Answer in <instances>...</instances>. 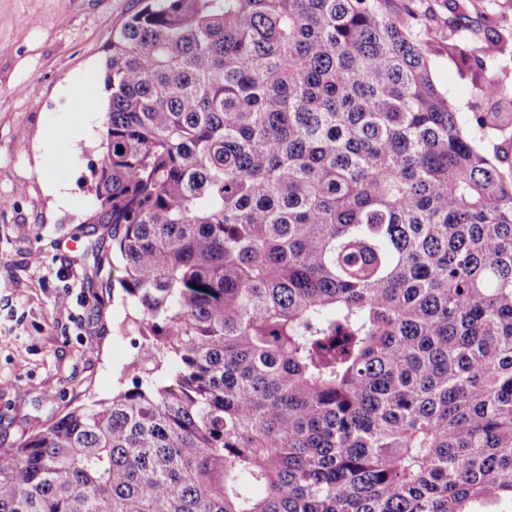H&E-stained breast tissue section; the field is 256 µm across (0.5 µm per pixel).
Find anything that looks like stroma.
I'll return each instance as SVG.
<instances>
[{"label": "stroma", "mask_w": 512, "mask_h": 512, "mask_svg": "<svg viewBox=\"0 0 512 512\" xmlns=\"http://www.w3.org/2000/svg\"><path fill=\"white\" fill-rule=\"evenodd\" d=\"M419 21L437 19L452 38L478 45L489 31L512 50V0H471L456 19L452 0H385ZM140 7L138 0H0V448L39 429L53 411L111 397L137 352L120 324V302H98L90 286L102 229L91 166L99 157L108 94L105 46ZM435 83L454 106L512 113V64L488 67L503 88L484 98L470 71L431 51ZM90 131L71 142L76 116ZM65 187L61 201L51 184ZM65 297L57 307V297Z\"/></svg>", "instance_id": "obj_1"}]
</instances>
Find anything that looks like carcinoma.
Instances as JSON below:
<instances>
[{
	"label": "carcinoma",
	"instance_id": "carcinoma-1",
	"mask_svg": "<svg viewBox=\"0 0 512 512\" xmlns=\"http://www.w3.org/2000/svg\"><path fill=\"white\" fill-rule=\"evenodd\" d=\"M441 37L382 0H141L112 31L87 222L138 353L0 448V512L512 505V175L472 137L512 116L448 102Z\"/></svg>",
	"mask_w": 512,
	"mask_h": 512
}]
</instances>
